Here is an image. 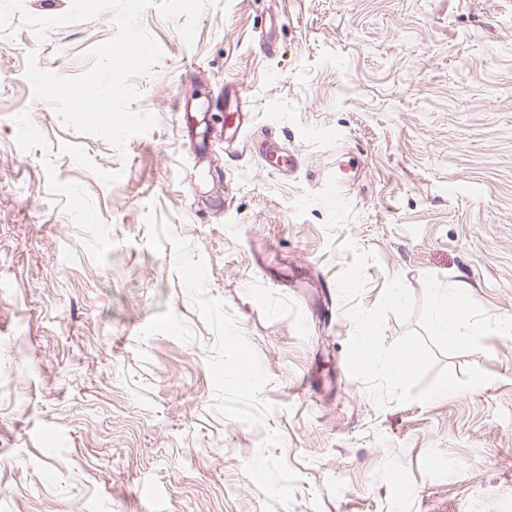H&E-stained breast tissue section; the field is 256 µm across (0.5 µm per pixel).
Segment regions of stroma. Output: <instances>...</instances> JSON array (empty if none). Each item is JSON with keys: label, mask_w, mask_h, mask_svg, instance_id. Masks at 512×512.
<instances>
[{"label": "stroma", "mask_w": 512, "mask_h": 512, "mask_svg": "<svg viewBox=\"0 0 512 512\" xmlns=\"http://www.w3.org/2000/svg\"><path fill=\"white\" fill-rule=\"evenodd\" d=\"M113 17L0 35V512H512V337L438 359L490 383L379 409L336 287L351 240L365 308L431 275L512 318V0H227L190 42L147 7L158 125L121 153L25 76ZM239 99L234 95L224 94V139L228 144L237 142L245 129V114H243Z\"/></svg>", "instance_id": "35a3bbf8"}]
</instances>
